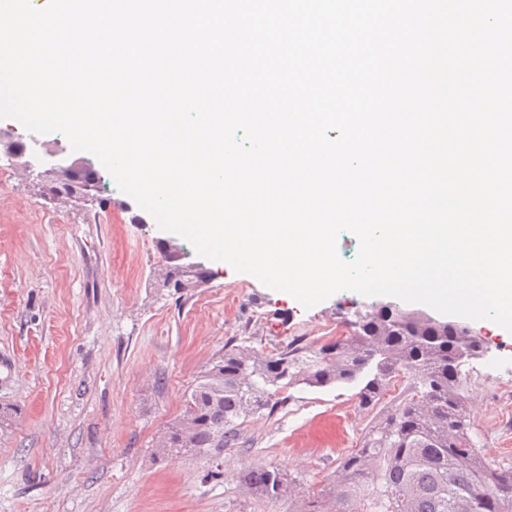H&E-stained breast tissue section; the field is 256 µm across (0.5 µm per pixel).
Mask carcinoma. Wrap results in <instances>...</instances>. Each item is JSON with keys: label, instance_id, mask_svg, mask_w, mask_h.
<instances>
[{"label": "carcinoma", "instance_id": "1", "mask_svg": "<svg viewBox=\"0 0 512 512\" xmlns=\"http://www.w3.org/2000/svg\"><path fill=\"white\" fill-rule=\"evenodd\" d=\"M54 176L98 201L102 176L82 159ZM183 246L164 247L157 272L162 287L205 282L213 271L170 261ZM347 336L317 348L293 343L257 352L225 345L199 377L184 413L165 434L157 458L205 455L231 446L240 420L265 409L285 388L355 385L359 403H378L392 379L405 372L409 387L382 411L362 446L347 454L330 483L304 494L300 512H512V466L486 462L471 436L466 413L468 374L463 368L484 356L486 343L460 320L437 318L393 302L376 304L351 322ZM242 481L253 495L289 500L300 482L276 468H246Z\"/></svg>", "mask_w": 512, "mask_h": 512}]
</instances>
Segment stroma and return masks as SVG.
<instances>
[{
    "label": "stroma",
    "mask_w": 512,
    "mask_h": 512,
    "mask_svg": "<svg viewBox=\"0 0 512 512\" xmlns=\"http://www.w3.org/2000/svg\"><path fill=\"white\" fill-rule=\"evenodd\" d=\"M109 203L59 206L37 174L0 155V403L18 416L0 429V512H289L243 484L249 466L333 479L380 409L355 388L285 390L273 412L246 418L237 445L214 458H154L155 440L225 344L270 351L346 335L369 297L341 290L312 307L223 261L189 251L213 277L182 294L159 286L175 233L119 189ZM469 326L498 373L473 361L467 413L491 464L512 465V414L489 403L512 375V332Z\"/></svg>",
    "instance_id": "obj_1"
}]
</instances>
